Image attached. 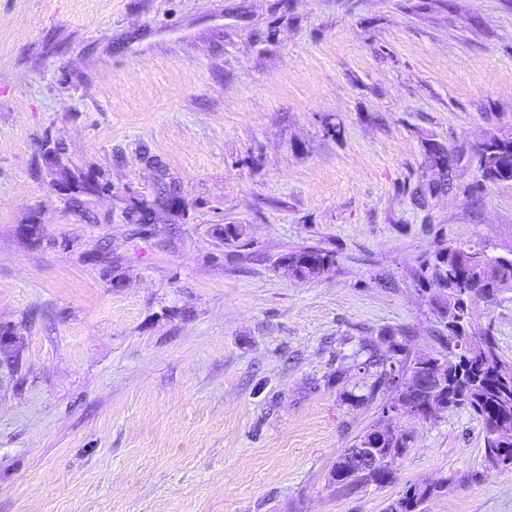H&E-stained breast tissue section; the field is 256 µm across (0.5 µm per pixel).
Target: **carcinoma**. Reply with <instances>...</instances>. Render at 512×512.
Returning <instances> with one entry per match:
<instances>
[{
	"instance_id": "obj_1",
	"label": "carcinoma",
	"mask_w": 512,
	"mask_h": 512,
	"mask_svg": "<svg viewBox=\"0 0 512 512\" xmlns=\"http://www.w3.org/2000/svg\"><path fill=\"white\" fill-rule=\"evenodd\" d=\"M478 169V190L486 182H512V131L485 137L478 150ZM72 190L77 194L110 193L112 184L76 178ZM279 263L295 278L312 280L328 274L335 257L330 251L304 247L286 253ZM418 277L429 287L444 319L447 335L442 337V344L446 352L413 353L405 341L388 332L380 343L363 347V369L375 370L368 392L349 393L345 400L358 405L385 390L390 392L385 408L400 407L402 414L422 419L429 418L428 408L433 405L443 412L466 408L482 421L485 458L495 455L512 460V366L502 360L490 328L473 341L470 313L477 297L491 299L512 293V254L498 255L477 243L450 244L441 248L433 261L420 264ZM434 372L443 374L444 386L430 395L422 389V381ZM359 444L382 449L385 462L370 471H357L349 451H344L332 469L336 485L342 489L392 482L394 464L407 452L409 437L398 431L378 433L371 426L360 434ZM438 489L435 484L408 483L386 512H425L424 505Z\"/></svg>"
}]
</instances>
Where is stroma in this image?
Listing matches in <instances>:
<instances>
[{"instance_id": "35a3bbf8", "label": "stroma", "mask_w": 512, "mask_h": 512, "mask_svg": "<svg viewBox=\"0 0 512 512\" xmlns=\"http://www.w3.org/2000/svg\"><path fill=\"white\" fill-rule=\"evenodd\" d=\"M501 130L512 0H0V512H384L436 481L428 512H512L469 410L343 397L384 332L441 351L422 261L512 253V182L475 187ZM431 142L459 162L421 207ZM304 247L332 271L280 267ZM473 322L512 364V293ZM372 425L410 436L394 481L339 490ZM299 280H312L328 274L335 263L334 254L315 247L290 251L279 260Z\"/></svg>"}]
</instances>
